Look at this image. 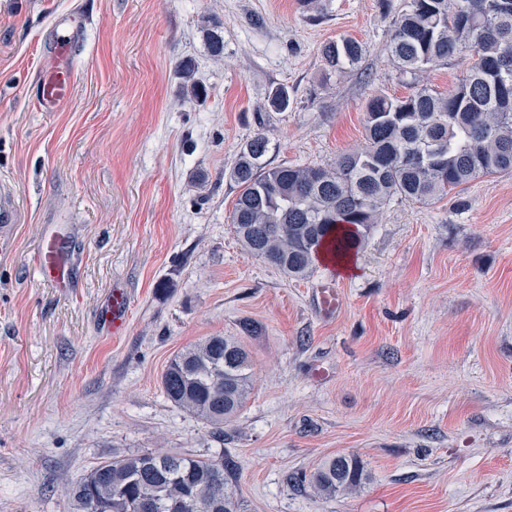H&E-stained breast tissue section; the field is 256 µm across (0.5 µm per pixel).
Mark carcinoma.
<instances>
[{
    "label": "carcinoma",
    "instance_id": "obj_1",
    "mask_svg": "<svg viewBox=\"0 0 512 512\" xmlns=\"http://www.w3.org/2000/svg\"><path fill=\"white\" fill-rule=\"evenodd\" d=\"M209 53L224 56L219 26L205 28ZM396 67L415 78L438 62L464 64L445 93L414 83L403 97L377 94L366 104L365 144L328 166H273L270 138L257 132L240 148L230 179L240 188L231 215L237 240L252 256L290 279L316 271L321 253L341 261L362 247L395 199L422 206L451 195L458 205L477 176L512 171V0H404L388 32ZM353 38L320 48L327 73L345 72L363 59ZM187 89L192 63H179ZM286 85L267 96V108L285 112ZM250 356L233 336H208L181 350L162 375L166 398L215 431L224 432L251 392ZM366 473L353 455L323 461L310 477L332 496L362 485ZM234 465L152 452L99 462L65 487L74 512H244L233 491Z\"/></svg>",
    "mask_w": 512,
    "mask_h": 512
}]
</instances>
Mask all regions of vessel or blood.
<instances>
[{
	"instance_id": "1",
	"label": "vessel or blood",
	"mask_w": 512,
	"mask_h": 512,
	"mask_svg": "<svg viewBox=\"0 0 512 512\" xmlns=\"http://www.w3.org/2000/svg\"><path fill=\"white\" fill-rule=\"evenodd\" d=\"M86 24L85 18L71 13L57 18L51 30L50 40L45 48L50 58L49 65L42 70L35 106L43 112H56L70 101L74 82V58L76 39ZM35 263L41 274L55 285L67 287L70 269L63 253L54 239H46L41 245ZM317 303L322 317H334L339 305L338 292L334 283H326L317 292ZM128 301L124 291H114L112 306L105 321L113 335L122 334L127 327Z\"/></svg>"
}]
</instances>
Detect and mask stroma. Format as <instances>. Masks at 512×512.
<instances>
[{
    "label": "stroma",
    "instance_id": "stroma-1",
    "mask_svg": "<svg viewBox=\"0 0 512 512\" xmlns=\"http://www.w3.org/2000/svg\"><path fill=\"white\" fill-rule=\"evenodd\" d=\"M72 11L88 21L72 97L40 112V51ZM391 21L380 0H0V185L19 212L0 241V512H70L64 484L151 451L231 460L247 512H512V172L472 180L464 208L391 202L349 271L305 280L245 252L230 220L254 133L272 165L326 166L363 144L369 96L410 92ZM343 36L366 55L326 74L320 46ZM186 57L206 100L183 90ZM279 84L291 104L267 111ZM52 234L73 287L35 267ZM116 289L118 337L102 326ZM215 335L242 339L252 375L220 434L161 387ZM339 454L362 461L360 489L287 483ZM317 303L322 317L332 318L336 315L339 299L336 286L333 282L326 283L318 289ZM128 301L124 291L116 290L112 293V306L107 312L105 321L112 334L118 336L127 327Z\"/></svg>",
    "mask_w": 512,
    "mask_h": 512
}]
</instances>
